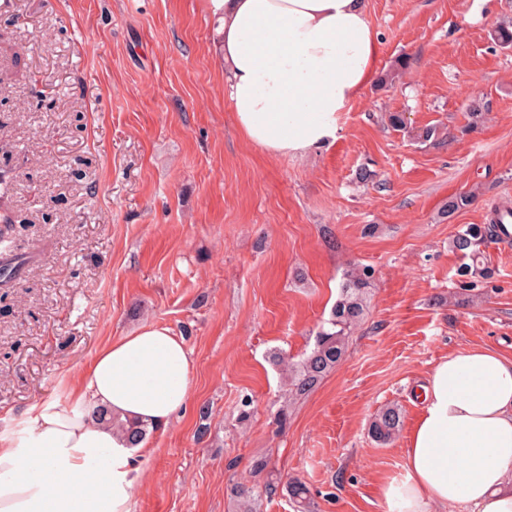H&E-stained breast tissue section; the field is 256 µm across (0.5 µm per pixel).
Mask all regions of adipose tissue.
Here are the masks:
<instances>
[{
	"mask_svg": "<svg viewBox=\"0 0 512 512\" xmlns=\"http://www.w3.org/2000/svg\"><path fill=\"white\" fill-rule=\"evenodd\" d=\"M222 21L224 93L238 131L276 156L336 136V114L373 81L379 41L365 0H211ZM181 337L149 324L98 350L71 394L38 412L25 447L0 439V512H131L133 449L92 411L154 426L190 399ZM397 512H512V359L473 347L441 358L422 387Z\"/></svg>",
	"mask_w": 512,
	"mask_h": 512,
	"instance_id": "1",
	"label": "adipose tissue"
}]
</instances>
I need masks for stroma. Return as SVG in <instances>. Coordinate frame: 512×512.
I'll return each instance as SVG.
<instances>
[{"mask_svg": "<svg viewBox=\"0 0 512 512\" xmlns=\"http://www.w3.org/2000/svg\"><path fill=\"white\" fill-rule=\"evenodd\" d=\"M367 11L377 81L337 113L334 140L272 156L235 126L211 0H0V204L14 222L0 437L23 443L36 411L72 408L95 352L156 323L190 352L191 397L148 430L131 512H236L230 490L261 456L317 512H391L417 384L468 346L512 358V241L486 244L472 292L449 245L512 204V47L492 38L512 0ZM474 101L485 118L470 130ZM433 124L441 135L420 140ZM356 265L373 271L367 313L340 363L289 401L271 356L313 344ZM389 405L401 428L380 446L368 430Z\"/></svg>", "mask_w": 512, "mask_h": 512, "instance_id": "1", "label": "stroma"}]
</instances>
